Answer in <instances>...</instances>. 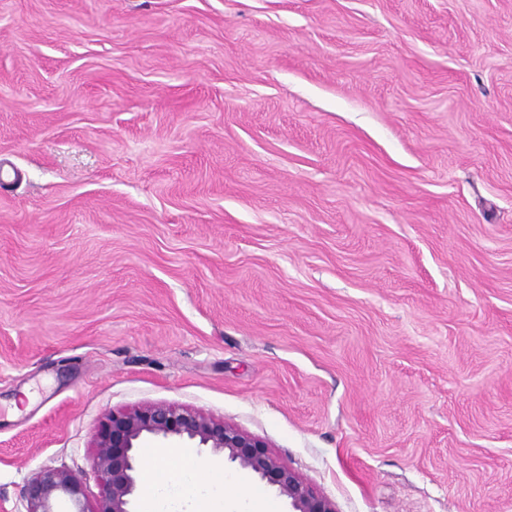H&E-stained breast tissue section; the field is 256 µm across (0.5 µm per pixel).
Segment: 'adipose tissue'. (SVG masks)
<instances>
[{"instance_id": "obj_1", "label": "adipose tissue", "mask_w": 512, "mask_h": 512, "mask_svg": "<svg viewBox=\"0 0 512 512\" xmlns=\"http://www.w3.org/2000/svg\"><path fill=\"white\" fill-rule=\"evenodd\" d=\"M182 478L179 483H169L156 477L144 489V512H170L173 503L195 501L200 512H270L269 507L254 493H242L234 479L219 477L212 480L205 476L202 466L191 458H183Z\"/></svg>"}]
</instances>
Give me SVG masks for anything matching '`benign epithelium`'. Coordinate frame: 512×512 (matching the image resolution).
<instances>
[{
	"instance_id": "7a95c632",
	"label": "benign epithelium",
	"mask_w": 512,
	"mask_h": 512,
	"mask_svg": "<svg viewBox=\"0 0 512 512\" xmlns=\"http://www.w3.org/2000/svg\"><path fill=\"white\" fill-rule=\"evenodd\" d=\"M147 435L177 439L222 454L288 498L290 512H336L331 500L278 462L261 439L201 411L171 405H150L105 417L94 435L91 459V468L100 480V497L93 509L78 512H130L129 496L136 486V448ZM60 492L77 502L84 495L80 479L67 470L36 472L25 488V512H54L52 500Z\"/></svg>"
}]
</instances>
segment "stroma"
<instances>
[{"label":"stroma","instance_id":"1","mask_svg":"<svg viewBox=\"0 0 512 512\" xmlns=\"http://www.w3.org/2000/svg\"><path fill=\"white\" fill-rule=\"evenodd\" d=\"M200 410L337 512H512V0H0V512ZM191 454L288 512L223 455Z\"/></svg>","mask_w":512,"mask_h":512}]
</instances>
